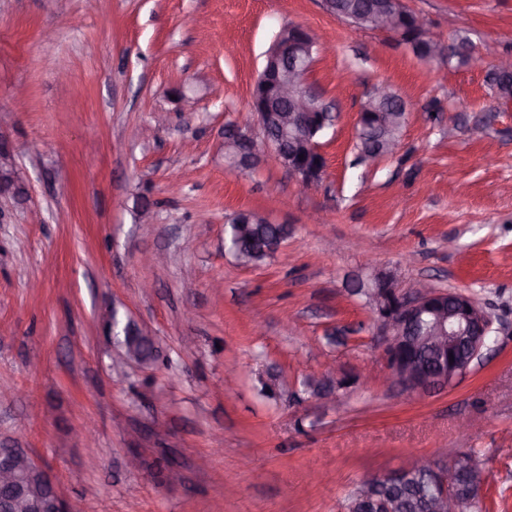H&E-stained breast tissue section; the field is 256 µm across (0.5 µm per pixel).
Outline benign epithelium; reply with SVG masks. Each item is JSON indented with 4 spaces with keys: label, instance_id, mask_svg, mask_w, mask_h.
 <instances>
[{
    "label": "benign epithelium",
    "instance_id": "1",
    "mask_svg": "<svg viewBox=\"0 0 512 512\" xmlns=\"http://www.w3.org/2000/svg\"><path fill=\"white\" fill-rule=\"evenodd\" d=\"M403 0H376L363 16L336 11L334 0H322L324 10L354 26L368 23L372 29L398 36L396 23ZM324 50L314 36L299 25L288 26V33L276 40L251 92L254 123L224 127V162L232 171L251 169L255 159L271 158L285 169L300 189L317 182L322 171L299 158L321 154L320 143L312 133L315 115L331 113V106L307 82L301 62ZM278 127L288 133V141L277 145L268 130ZM26 180L14 153L0 148V196L16 194ZM376 314L379 347L386 364L384 382L411 396L429 394L453 385L463 377L486 346L491 332V316L464 293L425 286L407 297L394 281L372 278L363 283ZM106 338L116 347V363L141 366L146 360L135 350L136 343L122 337L146 336L148 331L127 319L118 327L112 312L102 316ZM426 346L436 362L429 369L401 352ZM325 384L313 396L333 400L341 390L338 377L321 375ZM412 467L430 471L436 486L430 507L433 512H455L451 488L453 462L440 465L420 460ZM0 512H71L55 479L41 467L26 448H12L0 457Z\"/></svg>",
    "mask_w": 512,
    "mask_h": 512
}]
</instances>
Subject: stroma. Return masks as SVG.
I'll return each mask as SVG.
<instances>
[{
	"instance_id": "stroma-1",
	"label": "stroma",
	"mask_w": 512,
	"mask_h": 512,
	"mask_svg": "<svg viewBox=\"0 0 512 512\" xmlns=\"http://www.w3.org/2000/svg\"><path fill=\"white\" fill-rule=\"evenodd\" d=\"M405 4L434 39L512 52V0ZM290 25L325 45L308 82L335 114L303 194L270 160L229 170L221 148ZM493 63L419 59L321 0H0V141L27 174L0 202V445L28 449L73 512H346L362 481L462 451L480 461L481 507L512 512V100ZM377 83L408 121L394 156L360 164ZM239 210L292 231L261 266L224 245ZM373 276L472 296L494 317L481 360L428 396L384 386L375 314L352 291ZM112 309L151 331L153 366L113 367ZM265 371L292 389L356 381L291 400Z\"/></svg>"
}]
</instances>
